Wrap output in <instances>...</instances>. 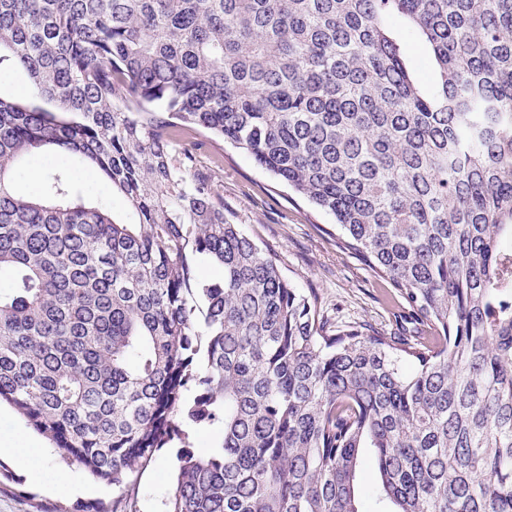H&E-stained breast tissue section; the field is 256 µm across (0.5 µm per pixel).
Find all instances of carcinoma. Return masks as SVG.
Returning a JSON list of instances; mask_svg holds the SVG:
<instances>
[{"mask_svg": "<svg viewBox=\"0 0 512 512\" xmlns=\"http://www.w3.org/2000/svg\"><path fill=\"white\" fill-rule=\"evenodd\" d=\"M12 64L31 94L0 95V401L112 487L74 512H136L163 448L164 512H359L367 455L385 512H512V0H0ZM192 132L333 216L426 335L333 328L224 218ZM49 146L136 222L63 170L17 193ZM402 36L403 40L410 47L413 63L419 77L424 81H428L432 76V69L428 57L412 34L403 32ZM68 170L82 188L86 201L95 206H108L126 222L132 215L122 201L112 194L111 184L95 171L72 156L60 151L36 152L26 157L15 178V189L20 194L37 195L45 176L57 169ZM174 448H163L139 476L138 512H163L166 493L175 477Z\"/></svg>", "mask_w": 512, "mask_h": 512, "instance_id": "obj_1", "label": "carcinoma"}]
</instances>
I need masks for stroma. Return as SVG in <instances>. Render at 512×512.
<instances>
[{"label": "stroma", "instance_id": "1", "mask_svg": "<svg viewBox=\"0 0 512 512\" xmlns=\"http://www.w3.org/2000/svg\"><path fill=\"white\" fill-rule=\"evenodd\" d=\"M195 156L197 172L224 198L225 217L241 225L260 247L276 254L283 274L294 287L315 289L322 312L331 323L364 324L385 333L400 330V298L367 266L340 251L331 216L294 194L231 145L207 142ZM60 168L73 175L86 201L110 207L120 220L131 221L130 211L113 196L107 180L74 156L59 151L27 156L15 179V189L21 194H37L45 176ZM175 463L174 449H162L139 476L138 512H163ZM0 464L6 469L0 477V512H53L59 506L72 507L76 497L53 485L61 471L68 473L71 482L91 485L90 501L112 500L111 487L92 479L81 466L55 450L40 461L44 478L37 486L17 472L12 460Z\"/></svg>", "mask_w": 512, "mask_h": 512}]
</instances>
